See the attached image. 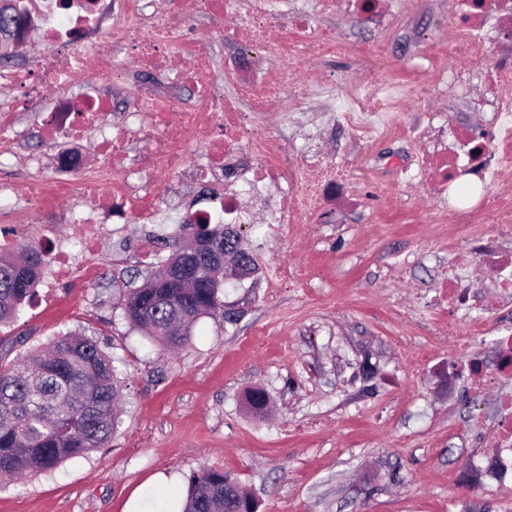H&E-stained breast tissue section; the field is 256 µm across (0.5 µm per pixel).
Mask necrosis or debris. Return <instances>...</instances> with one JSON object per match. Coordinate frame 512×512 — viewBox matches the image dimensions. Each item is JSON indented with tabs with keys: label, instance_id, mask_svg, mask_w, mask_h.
<instances>
[{
	"label": "necrosis or debris",
	"instance_id": "necrosis-or-debris-1",
	"mask_svg": "<svg viewBox=\"0 0 512 512\" xmlns=\"http://www.w3.org/2000/svg\"><path fill=\"white\" fill-rule=\"evenodd\" d=\"M405 0H23L19 30L38 31L41 49L32 66L0 72V81L16 90L12 104L0 106V139L21 137L18 115L41 117L44 142L67 143L48 172L39 158L23 194L11 183L0 184L19 224H39L63 199L94 198L72 222L78 231L69 240L43 236L40 246L50 257L54 282L91 281L98 277L95 259L99 240L114 225L137 218L146 224H174L176 213L162 210L158 188L184 178L214 183L212 209L194 212L204 224H246L262 208L271 224H315L339 206H356L381 195V187L355 192L343 161L295 158L288 131L304 128L310 147H317L324 129L340 126L372 143L390 127L401 126L399 102L447 96L449 90L470 93V69L483 62L482 75L494 90L493 116L480 133L461 127L439 132L427 142L414 128L422 161L400 168L406 183L426 185L438 201L439 217L469 228V235L448 242V265L435 284L436 307L479 315L512 305V180L502 176L512 165V0H459L454 21L456 37L447 53L422 41L419 59L433 75L430 84H396L390 69L374 71L362 85L340 94L341 82L327 60L349 57L377 61L376 39L340 37L333 20L357 16L368 28L387 30L404 11ZM223 30L224 42L258 52V59L218 67L207 41L190 29L193 13ZM235 19L225 27V19ZM495 47L488 58L487 47ZM189 57L190 66L174 69L173 55ZM113 66L156 78L135 91L131 112L99 124L111 111L112 95L99 89L72 96L66 92L74 75L94 77L102 59ZM177 86L195 88L199 101L190 105ZM57 93L50 106L42 98ZM279 113L283 121L270 128L266 119ZM210 131L203 159L193 154L200 131ZM94 140L93 163L80 150ZM148 144L158 165L143 166L129 144ZM478 261L496 269L489 297L471 293L468 269ZM448 335L455 345L448 358L462 373H449V387L465 384L476 397L494 391L491 415L471 417L467 432L486 434L498 450L491 477L512 480V330L493 341L483 333L460 336L456 323Z\"/></svg>",
	"mask_w": 512,
	"mask_h": 512
}]
</instances>
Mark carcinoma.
Masks as SVG:
<instances>
[{"instance_id":"1","label":"carcinoma","mask_w":512,"mask_h":512,"mask_svg":"<svg viewBox=\"0 0 512 512\" xmlns=\"http://www.w3.org/2000/svg\"><path fill=\"white\" fill-rule=\"evenodd\" d=\"M0 6V42L11 39L16 8ZM189 221L170 235L171 254L162 269L124 293L128 323L163 348L190 344L204 316L224 314V264L257 270L232 224H200L189 245ZM47 254L22 245L18 255H0V325L14 322L36 295ZM0 349V482L30 472H52L65 462L106 448L121 424L122 385L115 358L97 338L67 332L26 359L8 360ZM183 512H234L224 502V472L206 469L188 477Z\"/></svg>"}]
</instances>
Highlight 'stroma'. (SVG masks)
<instances>
[{"label": "stroma", "instance_id": "35a3bbf8", "mask_svg": "<svg viewBox=\"0 0 512 512\" xmlns=\"http://www.w3.org/2000/svg\"><path fill=\"white\" fill-rule=\"evenodd\" d=\"M457 0H408L393 35L350 16L339 35L381 37L385 64L410 68V38L440 48L454 37ZM474 102L434 97L406 104L404 120L428 116L477 131L490 118L491 87L473 82ZM325 159L384 185L415 165L414 142L382 137L366 147L336 127L322 135ZM316 224H275L256 213L240 227L259 263L257 277L224 290V314L201 318L190 345L172 353L123 317L127 285H140L169 255L171 227L138 220L102 239L111 271L86 286L51 289L47 303L0 327L12 357L78 329L95 334L119 361L122 424L109 447L0 488V512H153L152 495L177 506L191 473H230L258 512H512V483L480 481L468 449L449 444L495 396L449 397L441 372L453 344L448 315L428 299L442 237L454 224L414 185ZM263 389L268 410L245 395Z\"/></svg>", "mask_w": 512, "mask_h": 512}]
</instances>
